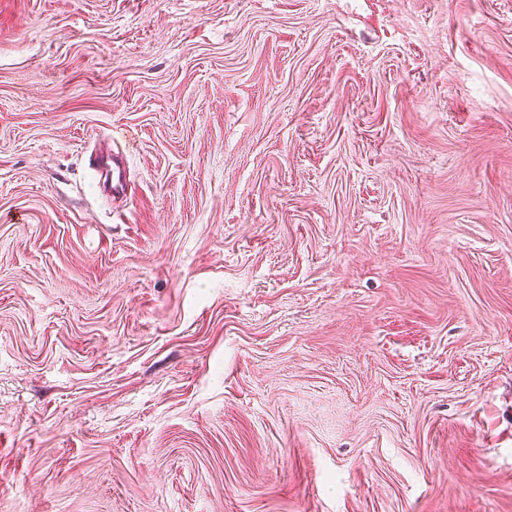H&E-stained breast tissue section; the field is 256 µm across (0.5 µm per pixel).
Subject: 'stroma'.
<instances>
[{
	"label": "stroma",
	"mask_w": 512,
	"mask_h": 512,
	"mask_svg": "<svg viewBox=\"0 0 512 512\" xmlns=\"http://www.w3.org/2000/svg\"><path fill=\"white\" fill-rule=\"evenodd\" d=\"M0 512H512V0H0Z\"/></svg>",
	"instance_id": "obj_1"
}]
</instances>
